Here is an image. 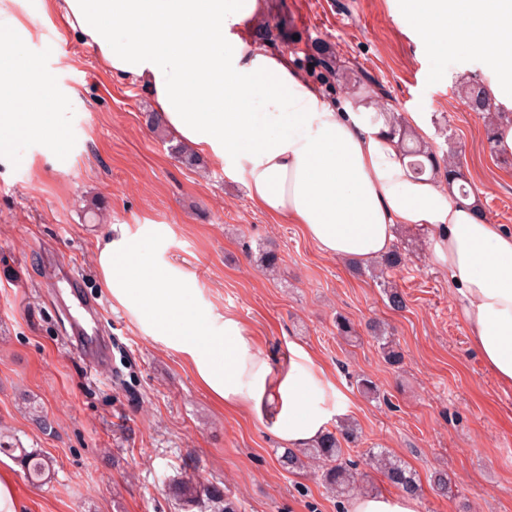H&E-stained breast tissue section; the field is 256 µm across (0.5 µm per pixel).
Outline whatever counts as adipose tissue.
Listing matches in <instances>:
<instances>
[{"instance_id":"adipose-tissue-1","label":"adipose tissue","mask_w":512,"mask_h":512,"mask_svg":"<svg viewBox=\"0 0 512 512\" xmlns=\"http://www.w3.org/2000/svg\"><path fill=\"white\" fill-rule=\"evenodd\" d=\"M15 0H0V138L67 135L71 108L53 74L29 57ZM101 70L148 85L178 141L243 177L262 212L301 225L324 255L360 264L392 247L398 227L429 235L472 346L512 388V231L457 207L446 182L415 176L389 115L356 112L297 74L292 57L244 40L267 0H46ZM432 47L480 53L495 104L512 110V0H406ZM480 28L483 39L471 36ZM155 225L118 224L98 245L102 288L155 341L178 353L212 400L243 410L285 448H308L345 413L326 397L325 371L303 346L278 363L232 315L198 302L191 274L146 254Z\"/></svg>"}]
</instances>
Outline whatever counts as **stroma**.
Instances as JSON below:
<instances>
[{
	"label": "stroma",
	"instance_id": "1",
	"mask_svg": "<svg viewBox=\"0 0 512 512\" xmlns=\"http://www.w3.org/2000/svg\"><path fill=\"white\" fill-rule=\"evenodd\" d=\"M16 11L31 35L27 53L76 95L65 141L11 135L0 149V434L55 463L45 485L18 477L27 512H183L168 486L187 478L223 488L241 512H343L313 475L282 470L278 441L248 414L218 407L187 363L144 336L101 288L97 244L115 224L156 225L162 257L195 276L202 306L240 319L270 361L292 344L308 349L361 429L347 455L357 461L374 447L404 460L424 483L416 512H512V390L473 351L426 232H397L405 261L386 277L407 306L391 310L370 269L351 270L300 225L270 219L242 179L205 159L178 162L168 128L147 127L151 89L99 69L47 17L44 0H21ZM266 15L287 18L292 37L274 45L295 66L316 45L333 50L352 78L336 85L341 104L359 86L360 111L428 113L426 143L440 159L457 151L484 216L512 229V165L489 139L487 113L464 98L467 86L490 79L479 56L433 48L402 0H268ZM268 244L281 258L272 276L259 266ZM57 258L100 307L112 355L101 372L64 335L71 302L52 273ZM340 315L355 325L356 343L339 336ZM373 320L388 324L400 367L368 334ZM359 374L379 398L358 390ZM437 470L448 474V497L427 484Z\"/></svg>",
	"mask_w": 512,
	"mask_h": 512
}]
</instances>
